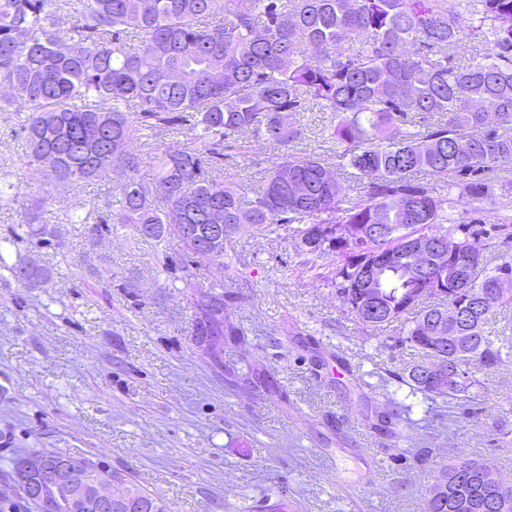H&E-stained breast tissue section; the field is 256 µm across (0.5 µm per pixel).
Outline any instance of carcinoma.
<instances>
[{"label": "carcinoma", "mask_w": 512, "mask_h": 512, "mask_svg": "<svg viewBox=\"0 0 512 512\" xmlns=\"http://www.w3.org/2000/svg\"><path fill=\"white\" fill-rule=\"evenodd\" d=\"M73 18L60 39L58 16ZM330 114L322 130L336 146L344 179L320 157L294 152L303 130L298 112ZM0 112H11L25 142L20 162L63 184H90L118 171L124 180L105 210L83 216L66 208V224H118L148 238L176 237L194 269L224 266V241L212 247L210 215L224 212V232L243 224L288 231L296 255H330L331 283L343 314L368 331L403 321L394 346H409L419 360L395 377L435 402L457 401L471 414L473 369L512 362V319L485 330L489 320L463 327L443 320L469 345L434 348L428 337L425 292L429 277H403L399 263L413 260L425 242L468 254V271L451 263L432 277L456 289L452 302L470 308L491 283L498 309H512V256L487 268L471 241L490 229L483 213L498 191L512 193L499 173L512 168V0H0ZM180 139L150 157V131ZM264 140L281 149L243 199L236 183L212 171L232 157L236 138ZM14 172L0 168V205L17 198ZM31 204L25 234L47 233L42 209ZM118 210L112 211V204ZM195 226L187 236L180 225ZM342 224H382L375 236L352 242L336 236ZM395 258L381 270L373 295L360 287L365 268ZM21 284L44 272L28 262L4 265ZM219 291L197 292L196 335L211 354L226 336L243 342ZM450 361L455 371L435 380L417 368ZM269 394L274 379L237 360ZM406 412L389 401L371 427L390 437ZM480 460L456 454L437 464L424 494L425 512H485L512 486L489 483Z\"/></svg>", "instance_id": "cac0c4a2"}]
</instances>
